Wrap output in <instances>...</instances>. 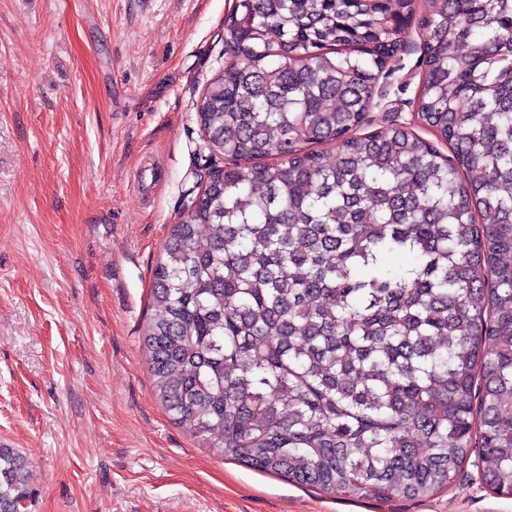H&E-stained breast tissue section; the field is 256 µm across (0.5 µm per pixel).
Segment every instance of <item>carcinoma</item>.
Returning <instances> with one entry per match:
<instances>
[{
    "label": "carcinoma",
    "mask_w": 512,
    "mask_h": 512,
    "mask_svg": "<svg viewBox=\"0 0 512 512\" xmlns=\"http://www.w3.org/2000/svg\"><path fill=\"white\" fill-rule=\"evenodd\" d=\"M414 14L237 0L195 103L210 177L153 273V384L209 447L298 484L423 498L479 450L512 495V0ZM414 22L417 112L450 157L363 132ZM25 466L0 447V512L26 509Z\"/></svg>",
    "instance_id": "obj_1"
}]
</instances>
